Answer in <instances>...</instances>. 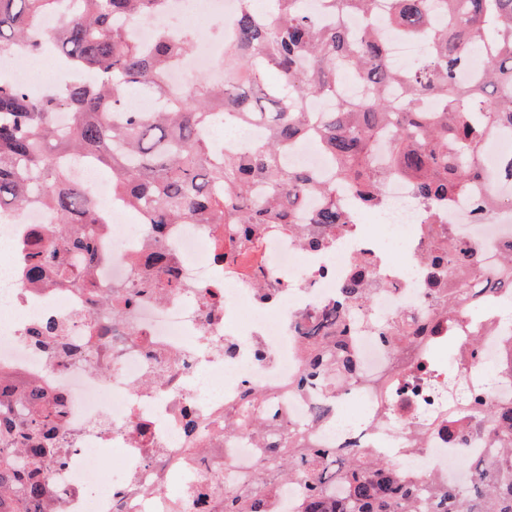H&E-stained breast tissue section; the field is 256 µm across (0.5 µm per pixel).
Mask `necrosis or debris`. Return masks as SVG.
Listing matches in <instances>:
<instances>
[{
  "instance_id": "necrosis-or-debris-1",
  "label": "necrosis or debris",
  "mask_w": 512,
  "mask_h": 512,
  "mask_svg": "<svg viewBox=\"0 0 512 512\" xmlns=\"http://www.w3.org/2000/svg\"><path fill=\"white\" fill-rule=\"evenodd\" d=\"M236 0H169L146 21H126V36L150 46L159 32L184 30L190 18H229ZM388 0H377L368 16L349 19L353 29L377 28L394 66L423 54V43L401 37L388 25ZM224 42L202 40L168 73L177 89L199 74L224 81ZM512 137L487 140L481 155L484 178L472 182L462 202L442 217L444 228L476 248L475 281L491 278L512 248V208L487 210L489 193L512 195L498 178ZM288 165L334 177L332 156L315 138L296 140ZM74 179L106 206L109 221L97 225L106 263L92 267L82 288L25 284L17 273L33 227L47 230L53 218L42 206L0 210V372L36 384L45 394L66 398L60 458L45 469L52 489L43 512H196V491H224V473L251 474L259 462L258 438L225 427L224 412L237 406L245 389L265 396L263 418L270 428L294 429L319 448L337 453L381 452L398 470L430 474L443 484L463 478L461 461L486 459L497 437L478 436L458 444L449 429L470 418L465 405L474 388L486 403H512V322L497 311L512 303L506 293L481 294L482 320L462 311L443 321L439 336L426 340L438 351L440 335H451L456 356L440 361L435 374L415 373L413 358L399 361L379 343L377 328L400 313L432 310L440 273L428 261V226L407 185L383 186L384 206L367 207L344 190L336 195L355 223L318 253L310 252L293 227L268 226L224 263L232 224H169L155 235L141 216L112 196V183L91 167L73 169ZM158 250L173 254L175 275L143 264ZM367 258L381 282L365 308L352 345L358 378L329 403L328 420H312L319 399L297 381L304 369L305 330L334 307L357 258ZM126 303V315L97 307L98 298ZM58 325L60 341L72 348L61 356L29 336L45 320ZM480 331L483 354L470 358L468 339ZM119 461L106 463L104 451Z\"/></svg>"
}]
</instances>
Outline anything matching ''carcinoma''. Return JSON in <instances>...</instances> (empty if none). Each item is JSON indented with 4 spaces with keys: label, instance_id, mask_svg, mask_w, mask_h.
<instances>
[{
    "label": "carcinoma",
    "instance_id": "cac0c4a2",
    "mask_svg": "<svg viewBox=\"0 0 512 512\" xmlns=\"http://www.w3.org/2000/svg\"><path fill=\"white\" fill-rule=\"evenodd\" d=\"M302 0H270L259 11L239 0L224 47V84L202 78L174 89L164 73L187 55L197 34L162 33L145 50L126 39L118 24L159 14L166 0H0V50L19 57L41 54L36 37L42 19L60 14L53 34L58 56L78 74L38 97L0 82V205L25 207L38 200L55 217L50 237L34 233L19 274L40 284L47 272L61 284H78L102 263L92 224L104 220L87 189L70 178L65 161L109 169L117 198L129 208H147L148 223L238 224L246 244L267 224H293L301 199L312 192L325 205L311 219L316 233L305 245L319 249L342 233L349 215L336 206V186L348 185L361 202L379 206L382 184L398 179L428 209V223L456 205L480 174L486 137L512 132V0H389L397 31L422 41L425 53L406 69L389 61L382 36L366 30L351 36L347 16L368 14L374 0H322L333 16L324 26ZM487 50L482 70L461 83L457 73L474 46ZM368 94L348 99V80ZM132 89L166 101L158 112L128 107ZM325 97L334 107L316 116L306 102ZM442 102L438 111L429 100ZM59 110L71 114L65 129L52 124ZM251 121L267 130L265 140L242 152L215 148L206 131L224 117ZM336 163V184L309 171H292L283 159L306 133ZM387 144L384 165L375 162ZM431 262L448 269L453 287L439 295L440 312L455 315L460 301L481 291L512 290V251L501 276L473 284L469 269L475 247L441 230L430 242ZM148 267L174 276L169 256L148 255ZM370 261L357 262L341 288L340 303L326 311L308 337L301 384L322 387L332 399L354 377L351 353L356 327L350 308L367 298ZM439 332V318L399 316L378 331L379 342L401 355L421 336ZM261 396L249 391L237 408L238 422L256 429ZM65 398L45 397L17 382L0 388V512H37L46 498L44 463L55 455ZM471 431L448 430L464 443L473 434H497L502 448L489 460H463L468 482L442 487L435 479H410L372 453L341 457L332 448H307L295 433L282 432L259 444L260 476L237 481L217 509L207 494L202 512H271L270 483L296 480L302 495L295 512H512V406L486 409L480 393L471 401ZM26 449L23 462L14 452Z\"/></svg>",
    "mask_w": 512,
    "mask_h": 512
}]
</instances>
